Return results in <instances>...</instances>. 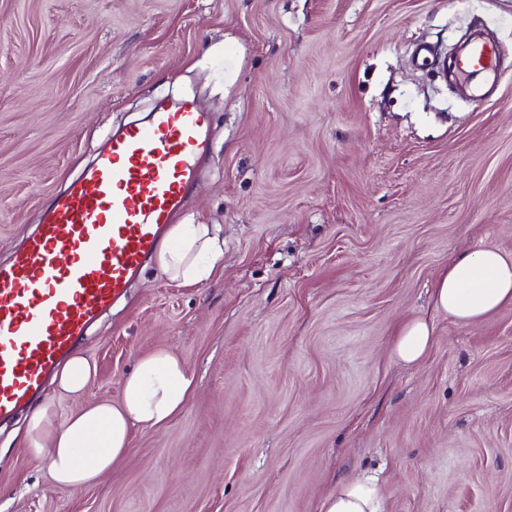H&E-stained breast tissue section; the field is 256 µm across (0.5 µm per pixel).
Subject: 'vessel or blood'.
<instances>
[{
  "mask_svg": "<svg viewBox=\"0 0 512 512\" xmlns=\"http://www.w3.org/2000/svg\"><path fill=\"white\" fill-rule=\"evenodd\" d=\"M495 67L494 47L477 41L458 76H491ZM209 124V113L184 101L113 133L25 248L0 265V418L40 393L87 325L158 252L195 183Z\"/></svg>",
  "mask_w": 512,
  "mask_h": 512,
  "instance_id": "vessel-or-blood-1",
  "label": "vessel or blood"
}]
</instances>
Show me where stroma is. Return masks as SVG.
<instances>
[{
  "label": "stroma",
  "mask_w": 512,
  "mask_h": 512,
  "mask_svg": "<svg viewBox=\"0 0 512 512\" xmlns=\"http://www.w3.org/2000/svg\"><path fill=\"white\" fill-rule=\"evenodd\" d=\"M505 62L488 99L452 91L467 29ZM212 116L178 221L218 224L205 283L149 263L77 349L119 400L137 358L177 355L194 391L133 430L99 483L57 485L0 421V512H320L378 477L384 512H512V307L464 325L431 288L455 254L512 255V0H0V264L119 127L158 102ZM425 358L392 354L405 320ZM433 342L431 323L423 318L403 322L394 337L392 349L395 356L405 364L418 363Z\"/></svg>",
  "instance_id": "35a3bbf8"
}]
</instances>
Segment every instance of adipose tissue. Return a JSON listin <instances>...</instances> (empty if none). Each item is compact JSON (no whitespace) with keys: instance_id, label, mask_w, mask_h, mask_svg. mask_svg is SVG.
<instances>
[{"instance_id":"ef3b65f1","label":"adipose tissue","mask_w":512,"mask_h":512,"mask_svg":"<svg viewBox=\"0 0 512 512\" xmlns=\"http://www.w3.org/2000/svg\"><path fill=\"white\" fill-rule=\"evenodd\" d=\"M172 245L163 246L157 259L175 280L200 283L210 278L224 256V235L217 224H175ZM436 309L456 321L475 324L512 306V257L485 247L452 258L435 279ZM433 342L431 323L422 317L403 322L392 349L404 363H418ZM194 377L171 351L158 348L140 356L124 380L119 402L87 403L65 420L49 407L29 416L25 442L35 458L48 466L56 484L78 488L111 472L129 450L134 427H162L186 405ZM91 451L88 462L77 463L78 449ZM321 512H383V488L377 478L336 483L325 497Z\"/></svg>"}]
</instances>
